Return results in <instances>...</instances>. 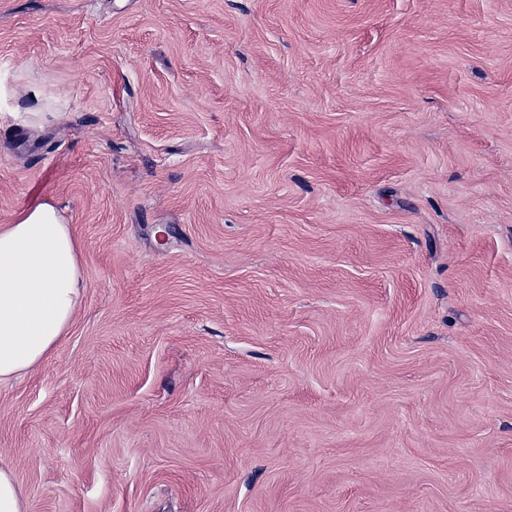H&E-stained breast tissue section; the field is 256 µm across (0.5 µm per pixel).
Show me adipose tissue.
<instances>
[{
  "label": "adipose tissue",
  "mask_w": 512,
  "mask_h": 512,
  "mask_svg": "<svg viewBox=\"0 0 512 512\" xmlns=\"http://www.w3.org/2000/svg\"><path fill=\"white\" fill-rule=\"evenodd\" d=\"M81 257L51 203L0 226V384L34 371L67 336L84 292Z\"/></svg>",
  "instance_id": "obj_1"
}]
</instances>
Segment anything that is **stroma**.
Returning a JSON list of instances; mask_svg holds the SVG:
<instances>
[{"instance_id":"35a3bbf8","label":"stroma","mask_w":512,"mask_h":512,"mask_svg":"<svg viewBox=\"0 0 512 512\" xmlns=\"http://www.w3.org/2000/svg\"><path fill=\"white\" fill-rule=\"evenodd\" d=\"M47 200L27 512H512V0H0V225Z\"/></svg>"}]
</instances>
